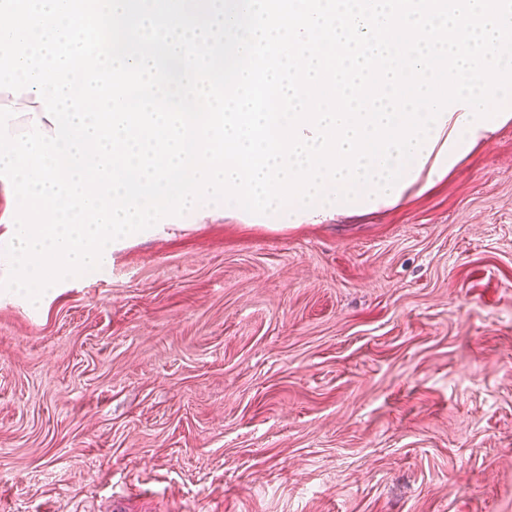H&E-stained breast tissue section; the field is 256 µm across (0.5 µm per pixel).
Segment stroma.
Masks as SVG:
<instances>
[{
    "instance_id": "obj_1",
    "label": "stroma",
    "mask_w": 512,
    "mask_h": 512,
    "mask_svg": "<svg viewBox=\"0 0 512 512\" xmlns=\"http://www.w3.org/2000/svg\"><path fill=\"white\" fill-rule=\"evenodd\" d=\"M178 222L0 290V512H512V119L394 206Z\"/></svg>"
}]
</instances>
